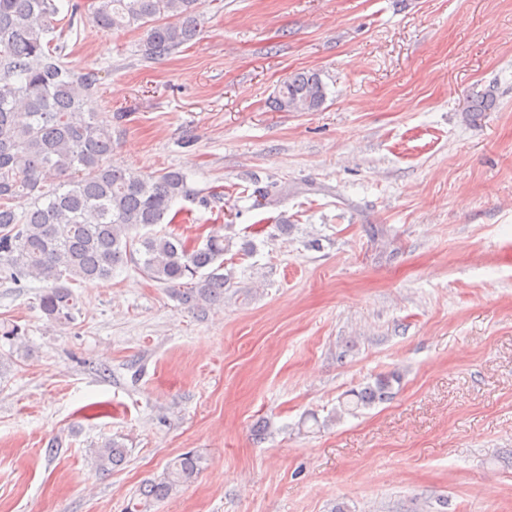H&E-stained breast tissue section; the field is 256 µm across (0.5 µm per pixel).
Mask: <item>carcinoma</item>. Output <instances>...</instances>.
<instances>
[{
  "label": "carcinoma",
  "mask_w": 512,
  "mask_h": 512,
  "mask_svg": "<svg viewBox=\"0 0 512 512\" xmlns=\"http://www.w3.org/2000/svg\"><path fill=\"white\" fill-rule=\"evenodd\" d=\"M69 7L61 17L58 0H0V271L17 283H47L39 308L60 325L73 323L78 312L72 285L109 280L132 260L183 305L223 300L227 277L221 270L230 239L214 230L191 247L152 230L174 223L173 203L194 195L187 176L108 165L112 125L96 119L91 108L97 75L66 64L65 46L47 38L57 25L72 29L88 10L100 27L143 30L144 56L164 59L201 32L198 0H73ZM325 98L318 75L302 71L283 81L274 107L313 112ZM495 102L494 91L486 89L471 96L467 111L486 112ZM20 200L26 206L19 213ZM396 381L393 373L380 374L346 394L341 407L355 415L388 399ZM126 456L125 445L109 439L94 450V467L109 474ZM199 467L196 452L180 454L162 477L139 488L130 512H150L192 481Z\"/></svg>",
  "instance_id": "1"
}]
</instances>
